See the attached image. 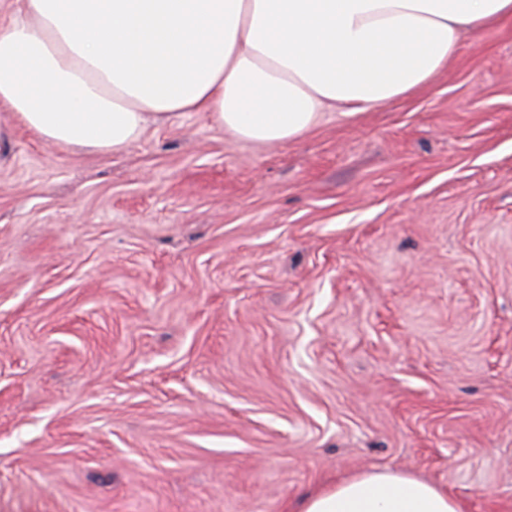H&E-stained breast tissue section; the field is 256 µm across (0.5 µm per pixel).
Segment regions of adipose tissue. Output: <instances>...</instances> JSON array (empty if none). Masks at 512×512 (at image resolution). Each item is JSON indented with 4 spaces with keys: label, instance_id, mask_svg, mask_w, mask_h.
Returning <instances> with one entry per match:
<instances>
[{
    "label": "adipose tissue",
    "instance_id": "obj_1",
    "mask_svg": "<svg viewBox=\"0 0 512 512\" xmlns=\"http://www.w3.org/2000/svg\"><path fill=\"white\" fill-rule=\"evenodd\" d=\"M0 22V108L42 141L117 154L151 120L205 112L260 145L327 114L411 96L512 0H15ZM297 512H461L447 490L353 475Z\"/></svg>",
    "mask_w": 512,
    "mask_h": 512
}]
</instances>
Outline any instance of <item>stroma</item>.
Returning <instances> with one entry per match:
<instances>
[{
    "instance_id": "stroma-1",
    "label": "stroma",
    "mask_w": 512,
    "mask_h": 512,
    "mask_svg": "<svg viewBox=\"0 0 512 512\" xmlns=\"http://www.w3.org/2000/svg\"><path fill=\"white\" fill-rule=\"evenodd\" d=\"M373 469L512 512V25L285 144L0 109V512H291Z\"/></svg>"
}]
</instances>
